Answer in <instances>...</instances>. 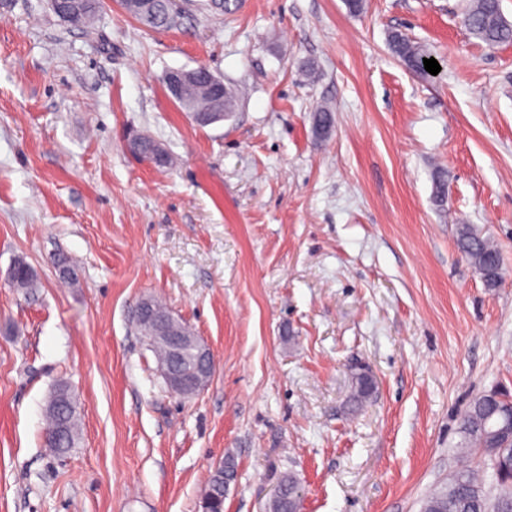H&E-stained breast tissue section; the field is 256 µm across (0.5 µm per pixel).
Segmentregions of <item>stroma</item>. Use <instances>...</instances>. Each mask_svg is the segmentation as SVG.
I'll list each match as a JSON object with an SVG mask.
<instances>
[{"label": "stroma", "instance_id": "obj_1", "mask_svg": "<svg viewBox=\"0 0 512 512\" xmlns=\"http://www.w3.org/2000/svg\"><path fill=\"white\" fill-rule=\"evenodd\" d=\"M176 3L164 31L120 0L90 33L48 0L0 9V512H202L227 458L224 512H270L286 473L301 512H422L478 464L457 447L470 400L512 393V45L465 30L470 0ZM394 31L440 72L406 69ZM200 66L238 96L207 126L162 81ZM461 224L500 249L499 288ZM19 258L33 292L8 281ZM146 296L208 342L199 395L170 393L135 332ZM354 360L376 378L357 409ZM61 379L80 439L57 456ZM456 245L480 274L485 288H499L503 279V260L497 245L472 224L458 225ZM48 430L46 443L60 455L76 445L79 436L77 404L71 386L60 380L51 395L47 408Z\"/></svg>", "mask_w": 512, "mask_h": 512}]
</instances>
